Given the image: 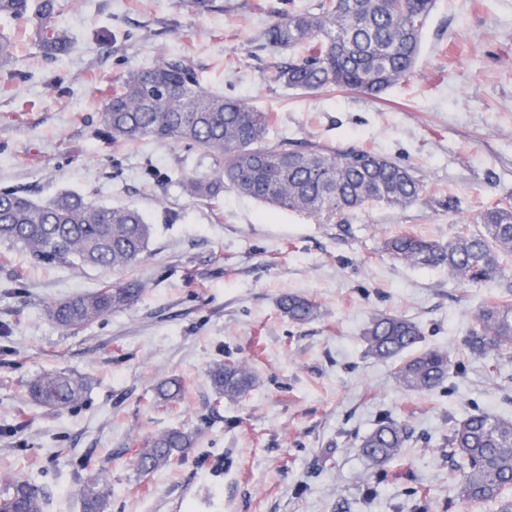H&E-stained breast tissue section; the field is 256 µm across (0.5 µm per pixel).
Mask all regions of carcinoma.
I'll use <instances>...</instances> for the list:
<instances>
[{
    "label": "carcinoma",
    "mask_w": 512,
    "mask_h": 512,
    "mask_svg": "<svg viewBox=\"0 0 512 512\" xmlns=\"http://www.w3.org/2000/svg\"><path fill=\"white\" fill-rule=\"evenodd\" d=\"M435 0H318L304 9L278 11L263 32L266 44L290 50L308 47L300 61L273 65L272 77L284 86L317 92L324 88L359 91L378 97L406 78L420 49L423 25ZM56 0H0V18L24 20L35 27L50 58L68 54L71 41L53 23ZM277 116L203 87L191 65L166 59L147 69L119 76L105 98L100 135L114 144L130 140L166 141L197 151L203 170L185 174L183 191L192 199L216 201L229 186L239 194L280 210L330 219L369 203L407 208L419 202L426 187L408 166L355 148L308 141L298 145L267 136ZM151 227L138 209L90 202L77 192H61L36 201L16 189L0 190V240L24 248L39 264L101 266L125 270L146 252ZM384 250L413 266L444 268L461 286H477L509 277L512 257V206L495 204L477 219V229L457 228L446 242L404 231L387 240ZM143 291L136 279L105 284L66 300L49 303L53 321L63 330L91 324L113 310L132 305ZM281 311L295 323L313 318L317 308L295 294L280 298ZM423 338L419 323L380 312L364 331L365 353L376 360L395 358ZM464 345L471 356L512 357V284L485 302ZM462 364L446 351L426 349L400 362L399 384L408 391L429 392L443 386ZM208 376L216 394L234 400L254 386L251 374L227 360ZM85 377L51 371L29 385L33 401L65 411L87 389ZM403 419L383 411L361 440L374 477L413 439ZM448 458L458 472V494L472 506L512 512V417L478 411L449 420ZM194 444L192 434L174 429L137 451L138 469L150 473L176 463ZM82 512H106L108 492L99 481L78 491ZM47 486L14 475L0 493V512H45Z\"/></svg>",
    "instance_id": "carcinoma-1"
}]
</instances>
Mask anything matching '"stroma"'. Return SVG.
<instances>
[{"mask_svg":"<svg viewBox=\"0 0 512 512\" xmlns=\"http://www.w3.org/2000/svg\"><path fill=\"white\" fill-rule=\"evenodd\" d=\"M56 2L54 22L73 41L59 60L34 28L0 19L15 39L0 68V188L131 206L152 236L125 271L41 266L0 241V491L8 475L47 483L45 512H81L76 489L91 477L104 480L109 512H339L342 500L352 512H473L441 443L449 418L473 408L512 416V358L493 370L463 348L500 283L460 286L446 270L394 260L382 243L406 230L447 240L512 198V0H437L410 76L376 98L272 80L289 53L262 33L284 0H215L206 11L191 0ZM169 57L191 64L205 88L277 113L275 139L390 157L413 168L426 196L329 223L268 211L230 188L215 202L186 196L177 179L197 168L195 152L98 135L114 80ZM130 278L144 286L131 307L71 332L49 316V301ZM288 293L314 301L316 316L291 322L279 307ZM382 311L415 320L423 346L464 362L452 392L405 390L397 360L366 357L362 332ZM229 359L256 378L234 401L207 375ZM48 370L87 377L72 410L30 400V381ZM172 377L185 383L182 400L158 394ZM384 410L421 438L364 502L373 470L360 441ZM171 429L194 433V447L140 472L136 448Z\"/></svg>","mask_w":512,"mask_h":512,"instance_id":"obj_1","label":"stroma"}]
</instances>
